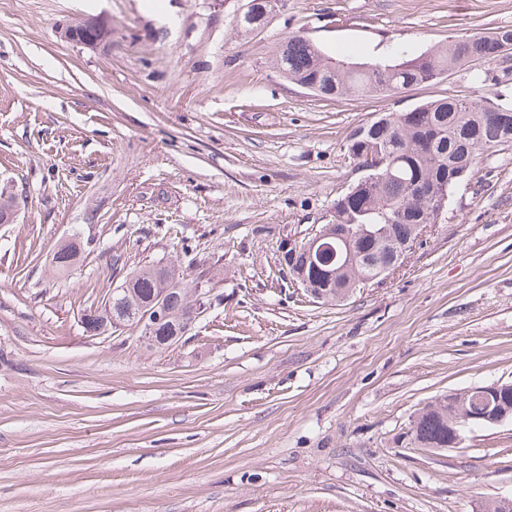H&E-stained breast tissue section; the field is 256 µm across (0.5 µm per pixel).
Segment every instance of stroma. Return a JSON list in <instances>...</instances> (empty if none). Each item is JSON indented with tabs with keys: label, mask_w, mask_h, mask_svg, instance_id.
I'll return each instance as SVG.
<instances>
[{
	"label": "stroma",
	"mask_w": 512,
	"mask_h": 512,
	"mask_svg": "<svg viewBox=\"0 0 512 512\" xmlns=\"http://www.w3.org/2000/svg\"><path fill=\"white\" fill-rule=\"evenodd\" d=\"M0 0V512H478L512 499V422L411 442L426 403L512 383V146L478 156L424 245L334 304L281 237L363 175L350 133L439 97L512 99V55L388 97H324L275 60L300 34L350 62L512 28V0ZM112 21L95 46L59 27ZM491 68L495 86L474 82ZM82 253L68 272L62 241ZM175 263L224 303L179 342L81 316ZM79 245L76 240L66 241L58 245L52 255V264L59 271L69 270L79 255Z\"/></svg>",
	"instance_id": "35a3bbf8"
}]
</instances>
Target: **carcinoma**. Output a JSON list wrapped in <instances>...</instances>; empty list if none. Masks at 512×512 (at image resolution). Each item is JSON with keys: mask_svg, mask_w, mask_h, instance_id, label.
I'll return each instance as SVG.
<instances>
[{"mask_svg": "<svg viewBox=\"0 0 512 512\" xmlns=\"http://www.w3.org/2000/svg\"><path fill=\"white\" fill-rule=\"evenodd\" d=\"M512 39V28H499L491 35L473 36L432 48L418 57L406 58V51L393 62L352 63L337 61L318 45L301 35L288 37L277 56V66L290 83L309 82L320 95L341 97L387 96L408 86L441 78L449 70L469 61L488 64L498 61L499 45ZM512 114V105L488 97L446 96L404 112L383 113L366 129H354L349 136V154L364 164L373 149L386 158L375 171L364 173L365 181L356 190L359 198L341 196L334 209L340 224L354 225V237L346 246L334 238L336 226L328 227L329 242L337 252L351 251L349 265L337 257L332 263L335 276L326 278L310 264L304 253L287 265L288 275L304 289L319 292L322 304L342 302L356 289L364 288L378 274L396 264L399 251L417 240L420 225L428 223L426 196L444 195L459 180L454 171L468 175L477 157L495 146L512 145V123L501 121ZM375 231L367 237L364 229ZM79 255L76 241L56 248L52 264L59 271L69 270ZM163 297L167 320L152 337L148 347L163 349L191 330L203 310L223 302L211 293L206 281H188L173 266H141L129 272L114 288L104 309H89L84 316L101 326H140L139 312L151 298ZM512 404V393L485 398L469 390L457 391L452 401L435 399L418 410L411 421L410 433L422 448H446L448 439L463 434L458 409L485 411Z\"/></svg>", "mask_w": 512, "mask_h": 512, "instance_id": "carcinoma-1", "label": "carcinoma"}]
</instances>
